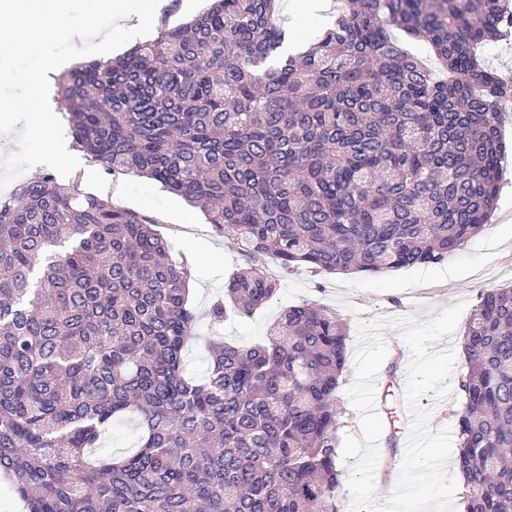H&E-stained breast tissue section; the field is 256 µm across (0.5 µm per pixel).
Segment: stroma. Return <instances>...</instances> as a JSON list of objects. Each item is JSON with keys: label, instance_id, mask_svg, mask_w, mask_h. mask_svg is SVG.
I'll return each instance as SVG.
<instances>
[{"label": "stroma", "instance_id": "35a3bbf8", "mask_svg": "<svg viewBox=\"0 0 512 512\" xmlns=\"http://www.w3.org/2000/svg\"><path fill=\"white\" fill-rule=\"evenodd\" d=\"M282 15L290 32L304 43L316 41L331 27L327 9H311L307 0H285ZM501 133L507 146L501 179L502 189L494 214L484 231L472 237L438 264L391 269L375 275H343L300 265L282 269L263 253L242 256L205 215L157 181L134 174H109L84 159L77 144L69 151L81 157V168L65 183L81 192L104 196L107 185H121V207L152 219L158 232L183 255L192 271L189 303L199 315L197 337L187 343L185 364L192 376H203L208 355L203 337L220 333L225 341L250 345L261 341L267 327L289 307L316 304L330 308L347 325L348 353H355L359 321L378 316H411L419 321L436 317L448 306L465 301L474 308L481 292L512 285V112L501 115ZM252 265L278 283L275 295L246 317H234L213 329L207 313L224 294L225 282L243 265ZM388 354L376 379L378 411L384 423L379 440L381 461L375 474V500L391 496L406 451L403 425V394L407 374L400 367L410 351L398 330H385Z\"/></svg>", "mask_w": 512, "mask_h": 512}]
</instances>
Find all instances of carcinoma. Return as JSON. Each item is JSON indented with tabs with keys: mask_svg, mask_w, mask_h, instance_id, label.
I'll list each match as a JSON object with an SVG mask.
<instances>
[{
	"mask_svg": "<svg viewBox=\"0 0 512 512\" xmlns=\"http://www.w3.org/2000/svg\"><path fill=\"white\" fill-rule=\"evenodd\" d=\"M510 31L512 0H347L304 49L280 0H214L76 64L57 96L93 163L156 180L244 254L376 274L488 224L512 86L483 54ZM170 251L147 218L49 174L0 201V477L25 512H340L345 323L291 307L260 344L208 343L190 377L192 272ZM276 290L244 267L210 318ZM463 336L464 512H512V287L481 293ZM127 416L138 448L98 452ZM185 364L188 372L195 377H202L208 368L209 360L202 341L193 339L185 349Z\"/></svg>",
	"mask_w": 512,
	"mask_h": 512,
	"instance_id": "cac0c4a2",
	"label": "carcinoma"
}]
</instances>
